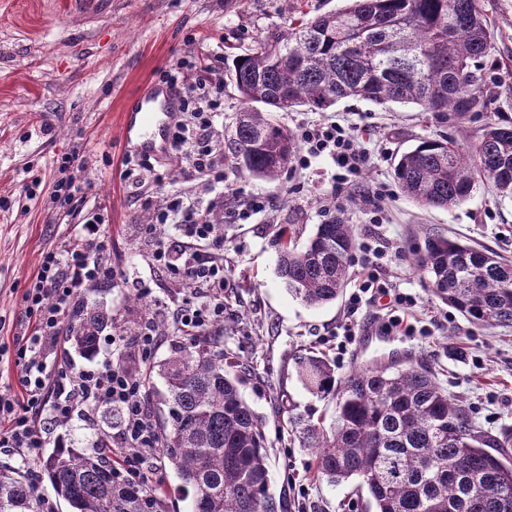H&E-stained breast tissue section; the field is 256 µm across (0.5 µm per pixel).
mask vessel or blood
Masks as SVG:
<instances>
[{
	"mask_svg": "<svg viewBox=\"0 0 512 512\" xmlns=\"http://www.w3.org/2000/svg\"><path fill=\"white\" fill-rule=\"evenodd\" d=\"M178 110L179 102L170 90L155 84L148 85L133 103L124 107V142L139 153L163 152Z\"/></svg>",
	"mask_w": 512,
	"mask_h": 512,
	"instance_id": "vessel-or-blood-1",
	"label": "vessel or blood"
}]
</instances>
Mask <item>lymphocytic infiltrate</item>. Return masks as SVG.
Here are the masks:
<instances>
[{
	"instance_id": "f902f5d3",
	"label": "lymphocytic infiltrate",
	"mask_w": 512,
	"mask_h": 512,
	"mask_svg": "<svg viewBox=\"0 0 512 512\" xmlns=\"http://www.w3.org/2000/svg\"><path fill=\"white\" fill-rule=\"evenodd\" d=\"M165 80L177 88L181 100L171 154L189 160L195 180L205 188L223 185L224 153L214 124L224 105L219 61L199 67L193 82H181L173 73ZM296 137L297 167L305 170L315 159H330L335 166L329 176L331 193L336 201H343L370 159L352 125L337 120L306 123L299 126ZM223 207L220 197L173 192L152 200L150 222L138 227L140 236L153 242L151 264L191 290L173 313L184 336L199 335L224 321V228L211 219ZM106 217V209L95 210L79 238L42 252L38 270L22 294L27 327L11 351L22 389H0V448L27 458L32 449L43 447L48 424L70 420L78 410L91 416L112 408L123 419L115 434L122 455L118 474L142 482L152 470L151 453L159 447L160 435L137 377L107 358L76 368L52 354L57 331L81 289L112 279V247L101 234ZM160 224L175 225L176 235L157 238Z\"/></svg>"
}]
</instances>
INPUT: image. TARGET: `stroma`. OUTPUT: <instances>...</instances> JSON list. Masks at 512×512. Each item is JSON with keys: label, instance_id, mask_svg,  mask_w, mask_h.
Listing matches in <instances>:
<instances>
[{"label": "stroma", "instance_id": "35a3bbf8", "mask_svg": "<svg viewBox=\"0 0 512 512\" xmlns=\"http://www.w3.org/2000/svg\"><path fill=\"white\" fill-rule=\"evenodd\" d=\"M342 0H112L95 19L66 13L64 0H0V344L21 332V296L41 253L79 237L91 203L53 201V183L63 158L80 154L92 165L72 166L73 176L92 182L96 202L108 209L103 230L112 240V286L104 295L112 315L134 335L146 318L171 322L189 297L148 260L151 245L137 225L149 217L148 202L168 192L187 191L181 159L157 155L161 183L126 176L121 112L143 85L158 83L179 59L204 63L250 48L274 28L305 14L334 10ZM494 31L493 47L480 60L493 100L487 111L454 122L421 108L380 107L344 100L333 117L348 119L372 163L363 183L394 184V165L418 141L446 134L462 149L475 145L489 121L512 120V0H481ZM227 182L243 196L273 201L267 214L249 224L224 226V322L210 328L229 360L253 365L242 393L262 415L271 445L273 489L284 493L287 512H365L352 485L335 487L313 475V459L288 435V416L277 402L331 419L334 405L309 394L298 381L294 356L304 350L326 354L337 377L370 365L388 353L427 362L449 393L465 400L477 424L494 432L512 424V327H477L435 298L414 263L429 236L458 238L512 257V198L486 183L452 209L419 207L401 192L388 203V223H370L362 196L346 205L345 217L358 238L382 251V278L411 295L410 308L350 299L365 256L355 252L353 276L335 303L310 308L288 295L277 273L278 231L291 224L306 242L334 207L331 186L305 173L286 172L268 181L251 176L224 158ZM39 179L35 195L24 184ZM398 326H390V318Z\"/></svg>", "mask_w": 512, "mask_h": 512}]
</instances>
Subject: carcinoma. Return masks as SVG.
<instances>
[{
    "mask_svg": "<svg viewBox=\"0 0 512 512\" xmlns=\"http://www.w3.org/2000/svg\"><path fill=\"white\" fill-rule=\"evenodd\" d=\"M494 31L480 0H347L334 11L301 16L284 31L236 54L226 77L243 103L231 130L234 160L265 180L279 179L296 137L272 113L324 112L350 98L380 106L415 105L448 120L488 109L477 62ZM400 191L425 208L465 203L485 179L512 196V122H490L470 152L453 138L428 139L402 152ZM279 230L277 273L288 294L318 308L343 294L356 236L338 216L295 246ZM417 265L435 297L476 326H512V260L458 239L427 237ZM91 284L71 309L62 343L68 356L95 357L105 333L121 329ZM312 395L336 399L333 425L288 410L289 430L313 453L314 476L355 483L372 512H512V426L480 428L464 401L448 395L423 361L376 363L336 381L334 364L313 351L295 358ZM164 383L158 452L181 481L188 512H283L272 490L263 417L241 393L246 372L224 362L209 336H191L152 366ZM99 441L121 416L97 414ZM48 480L70 512H167L159 485L119 480L99 449L55 440L35 475L0 465V512H37V483Z\"/></svg>",
    "mask_w": 512,
    "mask_h": 512,
    "instance_id": "obj_1",
    "label": "carcinoma"
}]
</instances>
